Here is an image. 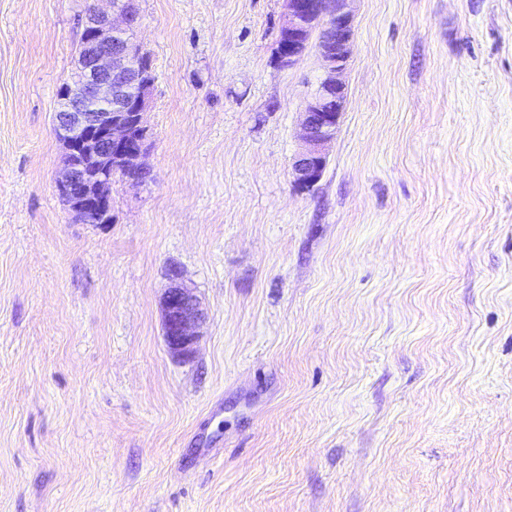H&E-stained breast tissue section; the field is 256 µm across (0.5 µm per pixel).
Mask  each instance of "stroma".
<instances>
[{"label":"stroma","instance_id":"obj_1","mask_svg":"<svg viewBox=\"0 0 512 512\" xmlns=\"http://www.w3.org/2000/svg\"><path fill=\"white\" fill-rule=\"evenodd\" d=\"M91 2L0 0V512H512V0H351L310 190L283 0H137L152 178L75 224L54 109ZM163 335L171 355L190 359L196 351L207 313L193 288L183 283L180 270L174 268L163 301Z\"/></svg>","mask_w":512,"mask_h":512}]
</instances>
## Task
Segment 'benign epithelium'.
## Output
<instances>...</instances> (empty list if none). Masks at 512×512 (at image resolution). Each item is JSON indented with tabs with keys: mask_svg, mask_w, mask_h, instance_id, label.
Returning <instances> with one entry per match:
<instances>
[{
	"mask_svg": "<svg viewBox=\"0 0 512 512\" xmlns=\"http://www.w3.org/2000/svg\"><path fill=\"white\" fill-rule=\"evenodd\" d=\"M93 0L81 48L57 95L54 133L62 150L56 180L58 195L73 222L107 224L112 211V181L133 174L130 183H145L149 171L145 114L152 76L135 33L140 17L132 0ZM275 61L291 68L314 46L323 74L304 106L301 150L291 163L294 184L311 189L327 165L325 147L335 137L347 102L341 80L350 59L354 19L349 0H284ZM317 39H312V36ZM163 335L171 355L190 359L196 351L207 313L194 289L174 268L163 301Z\"/></svg>",
	"mask_w": 512,
	"mask_h": 512,
	"instance_id": "obj_1",
	"label": "benign epithelium"
}]
</instances>
